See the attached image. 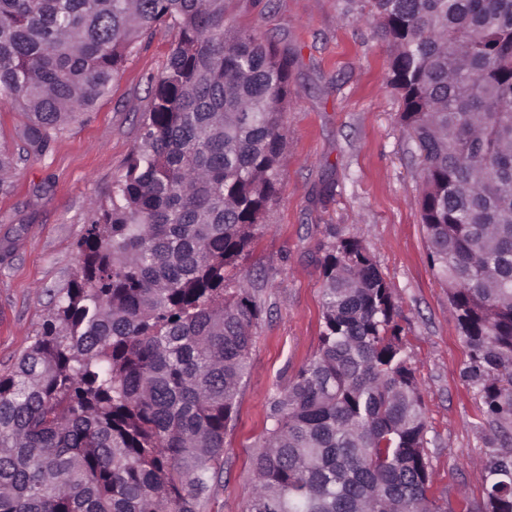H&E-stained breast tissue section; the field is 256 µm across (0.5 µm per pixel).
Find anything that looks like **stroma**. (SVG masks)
Masks as SVG:
<instances>
[{
    "instance_id": "35a3bbf8",
    "label": "stroma",
    "mask_w": 512,
    "mask_h": 512,
    "mask_svg": "<svg viewBox=\"0 0 512 512\" xmlns=\"http://www.w3.org/2000/svg\"><path fill=\"white\" fill-rule=\"evenodd\" d=\"M368 0H225L226 23L288 56L292 93L276 195L238 277L262 314L252 329L224 474L206 512H244L243 492L274 397L315 354L323 326L321 264L335 235H357L392 290L405 352L425 406L432 492L457 512H484L481 465L492 447L464 368L448 289L432 268L419 201V151L388 83L389 51L366 23ZM172 30L138 45L93 112L30 160L0 195V375L12 370L75 271L91 204L107 198L140 135L149 80Z\"/></svg>"
}]
</instances>
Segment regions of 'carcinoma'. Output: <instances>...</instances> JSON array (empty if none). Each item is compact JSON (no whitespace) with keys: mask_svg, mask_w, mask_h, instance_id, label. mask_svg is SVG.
<instances>
[{"mask_svg":"<svg viewBox=\"0 0 512 512\" xmlns=\"http://www.w3.org/2000/svg\"><path fill=\"white\" fill-rule=\"evenodd\" d=\"M422 163L421 221L498 445L485 512H512V0H371ZM175 31L139 142L32 344L0 375V512H204L223 478L289 62L224 22V0H0V194L94 110L128 53ZM315 355L267 414L245 512H441L427 418L371 255L322 262ZM25 120L22 113L0 107V141L11 144L16 139V129Z\"/></svg>","mask_w":512,"mask_h":512,"instance_id":"carcinoma-1","label":"carcinoma"}]
</instances>
